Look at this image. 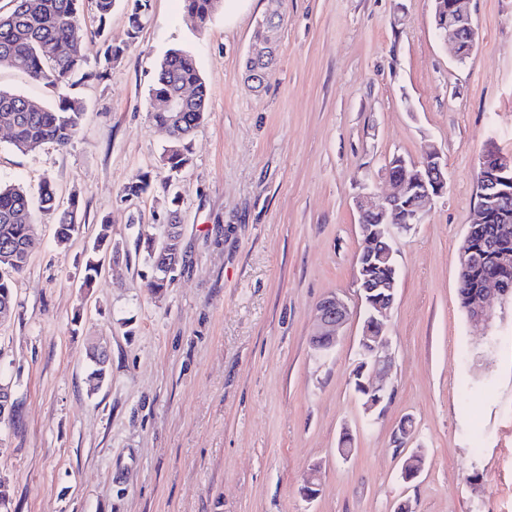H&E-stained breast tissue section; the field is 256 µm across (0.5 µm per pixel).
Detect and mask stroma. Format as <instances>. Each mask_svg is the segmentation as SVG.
<instances>
[{
  "instance_id": "1",
  "label": "stroma",
  "mask_w": 512,
  "mask_h": 512,
  "mask_svg": "<svg viewBox=\"0 0 512 512\" xmlns=\"http://www.w3.org/2000/svg\"><path fill=\"white\" fill-rule=\"evenodd\" d=\"M128 37L126 0L99 30L82 0L76 37L88 69L105 43L124 46L104 79L65 92L86 107L63 149L23 154L0 130V183L37 191L51 178L78 198L64 245L35 213L40 244L0 325V426L9 512H512V296L489 322L458 296V251L477 203L487 147L512 157V0H473L479 39L456 63L436 38L429 0H223L205 27L180 0H150ZM280 10L277 61L256 90L244 58L259 19ZM192 55L209 100L190 164L170 175L167 133L151 114L157 67ZM0 88L54 105L60 88L0 67ZM436 144L446 192L396 236L397 293L386 322L392 395L369 421L351 382L362 315L356 195L382 203L393 154ZM156 185L125 201L124 185ZM172 179L171 199L161 183ZM178 207L182 261L162 293L147 287V239ZM108 232L121 252L83 289L86 251ZM338 294L352 314L326 360L310 339L315 307ZM108 350L101 384L86 351ZM412 417L415 434L396 448ZM355 440L338 456L342 430ZM423 469L401 476L406 452ZM321 491L302 488L312 468Z\"/></svg>"
}]
</instances>
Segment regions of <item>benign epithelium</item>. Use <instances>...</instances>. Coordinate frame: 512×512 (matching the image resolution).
<instances>
[{"mask_svg": "<svg viewBox=\"0 0 512 512\" xmlns=\"http://www.w3.org/2000/svg\"><path fill=\"white\" fill-rule=\"evenodd\" d=\"M434 14H443L447 23L437 25V37L450 47L453 58L462 62L474 51L478 31L473 21L471 0H432ZM447 163L442 152L431 144L422 148L416 160L395 155L387 161L385 174L392 186L385 205L373 206L368 193L359 195L354 205L359 215V230L367 248L356 258V283L363 306V322L359 335L364 370L368 374L367 394L362 399L366 414L374 415L385 398L391 396L383 383L385 373L392 368V359L385 349L386 321L394 306L397 276L384 280H372L366 271L372 265H382L396 270L393 248V229L409 231L421 223L433 200L446 191ZM476 185L481 187L475 219L469 233L483 235L479 249L465 238L459 251L458 287H469L470 274L479 267L492 269L493 275L483 280L480 292L470 299V318L475 321L488 319L498 297L512 294V222L508 220L512 209V158L499 155L494 149H486L479 161ZM498 219L499 225L490 233L484 225ZM166 257L163 266L165 277L175 276L181 235L179 225L166 226L162 240ZM350 306L341 296L331 294L316 305L317 333L311 348L318 358L326 357L336 346L337 331L349 320Z\"/></svg>", "mask_w": 512, "mask_h": 512, "instance_id": "obj_1", "label": "benign epithelium"}]
</instances>
